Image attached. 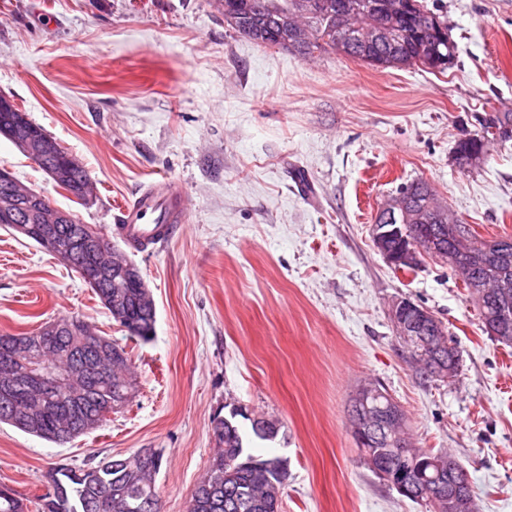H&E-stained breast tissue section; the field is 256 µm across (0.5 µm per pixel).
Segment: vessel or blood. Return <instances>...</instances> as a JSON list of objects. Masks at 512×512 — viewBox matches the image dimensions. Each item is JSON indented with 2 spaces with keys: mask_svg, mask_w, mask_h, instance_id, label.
<instances>
[{
  "mask_svg": "<svg viewBox=\"0 0 512 512\" xmlns=\"http://www.w3.org/2000/svg\"><path fill=\"white\" fill-rule=\"evenodd\" d=\"M187 215L183 192L170 181L161 180L119 207L115 230L129 245H154L170 237L177 225L186 223Z\"/></svg>",
  "mask_w": 512,
  "mask_h": 512,
  "instance_id": "b4317fda",
  "label": "vessel or blood"
}]
</instances>
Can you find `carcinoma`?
Here are the masks:
<instances>
[{
  "mask_svg": "<svg viewBox=\"0 0 512 512\" xmlns=\"http://www.w3.org/2000/svg\"><path fill=\"white\" fill-rule=\"evenodd\" d=\"M340 2L341 9L331 7L320 14H306L295 21L296 32L293 44L280 41L281 24L291 19L295 0H222L228 10L222 12L224 22L234 31L244 35L256 45L264 48L276 47L301 56L328 50L344 57L359 60L376 69H405L421 67L431 72L443 73L454 63L457 45L448 35V25L436 13L428 10L421 0H406V9L399 15L382 20L384 33L378 32L376 20L368 11L372 0H330ZM422 19L439 27L443 40L440 52L448 57V63L439 66L429 59V52L422 44L414 28V22ZM512 127V112H490L487 125H483L472 137L457 142L454 161L461 171L476 169L470 158L479 153L484 139L493 138L491 128ZM55 184L80 200V186L90 184L84 167L72 169L59 176ZM411 191L407 205V217L398 221L409 224H440V216L451 212L441 204L432 187L425 181H412L402 186ZM96 233V230L72 217L70 224H58L54 235L62 243L71 246L69 266L81 277L101 267L99 258L84 253L78 248V240ZM500 240L508 244L507 255L493 259L478 256L473 261L472 279L464 287L477 299L480 317L497 315L512 329V287L506 297L493 292L501 280L512 283V234L502 235ZM482 242L470 230V237L461 241L449 237L442 242L441 252L434 259L445 265L466 252L480 253ZM101 304L109 297H123L122 313L115 321L132 337L142 340L150 338L152 315L143 305L140 289L119 272H114L90 284ZM59 330L51 337L39 332L24 335L0 333V344L13 343L19 359L30 355H43L49 361H60L68 366L89 360L90 352L83 342L95 339L112 350L117 365L112 367V380L85 382L86 396L77 415L58 411V405L68 401L62 393L56 400H44L39 391L20 396L8 408L0 406V424H6L22 432L62 445L91 431L90 425L99 428L108 414L123 409L129 403L133 391L128 353L125 348L102 336L78 318L55 320ZM411 358L419 367L420 374L434 377L426 359L425 339L408 336L403 339ZM373 389L367 404L371 408H386L393 398L382 387L368 384ZM30 406L39 410L40 426L34 429L23 427L19 421L20 409ZM242 417L251 422L253 435L262 441L276 438L277 422L262 419L265 429L256 430V418L241 410L228 417L213 420V435L218 452L203 479L192 493L188 512H279V498L288 478L286 461L278 456L255 455L244 445L240 426L236 421ZM163 463V454L154 451L146 458L133 453L127 457L111 458L87 468L61 465L53 469V489L38 497L37 512H144L141 504L148 499L160 502L156 478ZM0 512H26L23 498L14 489L0 485Z\"/></svg>",
  "mask_w": 512,
  "mask_h": 512,
  "instance_id": "obj_1",
  "label": "carcinoma"
}]
</instances>
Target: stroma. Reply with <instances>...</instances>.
<instances>
[{
  "label": "stroma",
  "instance_id": "obj_1",
  "mask_svg": "<svg viewBox=\"0 0 512 512\" xmlns=\"http://www.w3.org/2000/svg\"><path fill=\"white\" fill-rule=\"evenodd\" d=\"M456 42L445 73L302 58L227 27L212 0H0V95L88 171L82 203L9 140L0 166L98 230L168 179L188 222L161 246L113 238L156 306L129 338L63 261L0 225V333L76 316L123 346L137 392L99 429L58 445L0 425V483L36 500L59 464L161 451L162 512H187L236 408L278 422L253 454L288 462L280 512H433L360 460L347 426L357 385L381 384L417 447L450 452L479 512H512V345L491 337L448 266L397 271L377 213L423 180L484 238L512 233V146L453 163L474 113L512 111V0H425ZM306 183H299L296 172ZM427 308L461 353L452 380L421 376L391 319Z\"/></svg>",
  "mask_w": 512,
  "mask_h": 512
}]
</instances>
